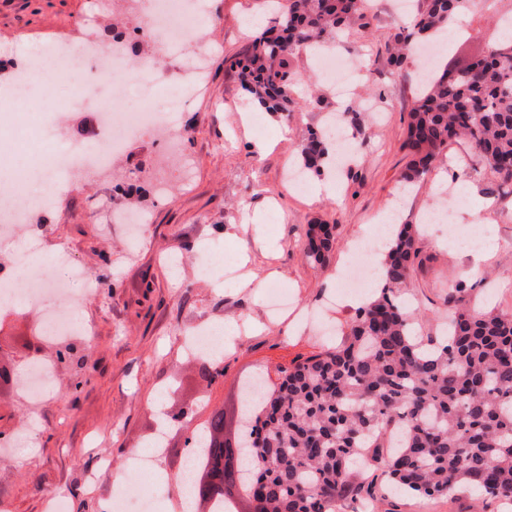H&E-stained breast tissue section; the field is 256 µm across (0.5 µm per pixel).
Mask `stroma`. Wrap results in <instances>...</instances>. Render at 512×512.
Instances as JSON below:
<instances>
[{"label":"stroma","mask_w":512,"mask_h":512,"mask_svg":"<svg viewBox=\"0 0 512 512\" xmlns=\"http://www.w3.org/2000/svg\"><path fill=\"white\" fill-rule=\"evenodd\" d=\"M376 0L366 30H351L332 43L337 53L356 57L360 67L341 95L318 66L317 56L300 54L293 63L300 90L320 104L299 102L289 117L265 113V130L242 123L246 95L225 69V58L244 52L254 32L251 16L269 17L267 0H206L198 36L211 54L201 95L181 115L187 133L183 150L192 158L190 185L171 178L154 187L163 142L153 134L129 140L108 171L78 187L49 190L31 210L21 244L39 252L40 270L67 250L73 263L97 283L85 291L74 283L71 300L91 337H73L74 360L60 361L63 339L43 333L39 310L0 308V437L27 429L33 441L24 458L0 450V512H49L48 498L66 499L69 512H99L100 504L133 487L145 512H177L174 481L188 453L190 425L201 426L213 410H223L235 429L243 401L242 380L339 343L354 319L359 296L341 294L339 275L354 254V241L372 235L379 215L392 205L400 221L419 225L422 265L412 269L405 299L417 309V337L438 335L443 301L457 281L469 285V300L512 314V193L488 194L492 175L472 147L448 146L434 170L414 182L411 194L396 200L406 160L401 148L408 112L422 88L415 57L395 66L385 51L396 31L395 16ZM462 16L468 35L445 48L440 65H467L486 55L512 18V0H475ZM125 0H0V85L12 82L16 59L61 42L92 39L112 44L115 35L137 25ZM73 89L87 105L79 110L46 105V131L82 141L96 131L98 99L111 85L100 77L75 76ZM385 112H369L367 101ZM360 114L361 133H350L353 162L331 178L311 177L305 191L288 182L289 167L301 162L300 145L309 129L320 128L332 112ZM273 148L256 155L258 140ZM468 172L474 189L453 206L449 224H424L430 188L450 184ZM148 214L143 239L130 245L126 227L114 223L116 210ZM269 213L267 223L252 219ZM322 222L336 227V245L324 264L304 254V230ZM208 275L197 272L200 262ZM479 267L488 284L468 271ZM275 283L298 311L290 318L270 311L267 286ZM200 324H231L224 375L208 382L201 363L187 355L182 334ZM33 361L49 364L56 390L37 400L24 392L22 375ZM168 417L166 445L151 475L115 481L126 473L134 449L151 444L161 417ZM111 459L113 476L94 479L98 457ZM384 512H476L474 493L455 500L419 497L387 499Z\"/></svg>","instance_id":"1"}]
</instances>
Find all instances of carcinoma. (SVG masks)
I'll use <instances>...</instances> for the list:
<instances>
[{"label":"carcinoma","instance_id":"carcinoma-1","mask_svg":"<svg viewBox=\"0 0 512 512\" xmlns=\"http://www.w3.org/2000/svg\"><path fill=\"white\" fill-rule=\"evenodd\" d=\"M470 0H422L411 35L428 36ZM366 0H284L274 24L243 57L224 59L241 87L268 112L293 110V59L367 26ZM390 62L408 37L394 34ZM494 59L445 67L424 82L409 112L403 179L426 175L448 144L464 140L512 187V38ZM305 169L330 165L325 135L312 130L300 147ZM334 224H309L307 259L322 263ZM417 227L396 231L379 288L341 343L296 361L279 385L261 386L254 412H240L224 436V411L211 414L198 440L205 448L192 484L195 498L237 503L259 490L263 512H360L390 490L454 499L476 490L512 504V314L476 310L462 286L448 289V330L423 343L403 294L420 257Z\"/></svg>","mask_w":512,"mask_h":512}]
</instances>
